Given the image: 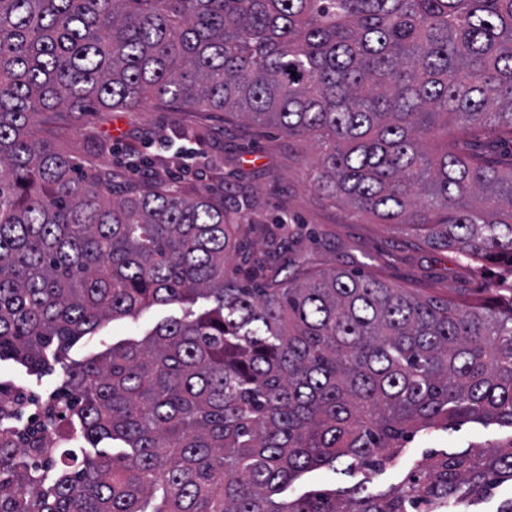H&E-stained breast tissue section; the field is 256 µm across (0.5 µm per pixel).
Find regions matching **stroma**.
I'll return each instance as SVG.
<instances>
[{"label": "stroma", "mask_w": 512, "mask_h": 512, "mask_svg": "<svg viewBox=\"0 0 512 512\" xmlns=\"http://www.w3.org/2000/svg\"><path fill=\"white\" fill-rule=\"evenodd\" d=\"M61 148L83 169L111 173L117 185L129 177L128 162L143 156L149 163L139 169L142 180L160 177L189 195L208 191L216 203L242 216L244 223L281 219L307 225L315 236L302 238L294 257L316 270L346 265L441 298L485 295L503 271L499 263L475 264L451 250L416 245L401 231L354 213L314 187L313 166L320 154L314 140L291 138L234 114L185 112L155 102L131 112H94L78 132L65 137ZM183 313L179 305L151 307L137 319L106 324L99 336L76 340L41 376H27L3 364L0 376L37 395H49L63 383L67 366L102 346L142 340L156 324ZM506 435V429L498 426L483 428L473 423L421 432L408 443L396 467L373 475L363 470L336 474L323 469L294 484L289 493L349 487L364 479L383 491L398 484L402 473L430 451L463 449L479 438L493 442Z\"/></svg>", "instance_id": "stroma-1"}]
</instances>
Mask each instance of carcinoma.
I'll return each mask as SVG.
<instances>
[{"instance_id": "cac0c4a2", "label": "carcinoma", "mask_w": 512, "mask_h": 512, "mask_svg": "<svg viewBox=\"0 0 512 512\" xmlns=\"http://www.w3.org/2000/svg\"><path fill=\"white\" fill-rule=\"evenodd\" d=\"M148 101L316 138L319 189L507 260L503 283L456 300L356 269L282 278L285 224L258 227L257 256L207 193L117 188L59 149L62 118ZM505 144L512 0H0V362L37 374L110 321L184 306L68 371L80 448L2 426L0 383V512H465L512 482L511 434L431 451L387 491L282 498L319 468H390L423 430L512 431Z\"/></svg>"}]
</instances>
